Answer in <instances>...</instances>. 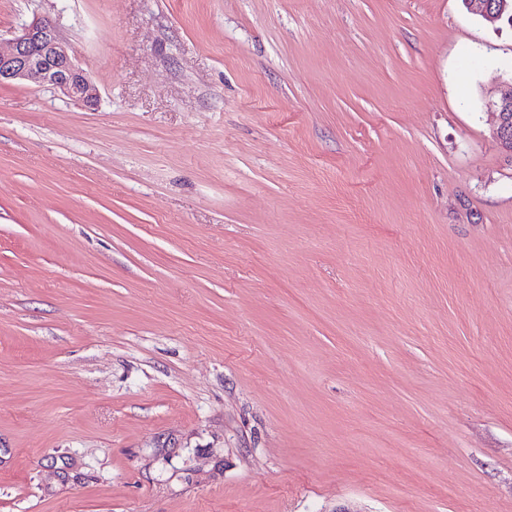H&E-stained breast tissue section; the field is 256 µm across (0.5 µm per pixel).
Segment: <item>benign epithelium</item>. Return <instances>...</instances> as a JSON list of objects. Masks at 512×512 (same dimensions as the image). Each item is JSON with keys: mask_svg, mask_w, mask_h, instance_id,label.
<instances>
[{"mask_svg": "<svg viewBox=\"0 0 512 512\" xmlns=\"http://www.w3.org/2000/svg\"><path fill=\"white\" fill-rule=\"evenodd\" d=\"M465 4L471 14L492 26L503 20L506 0L497 5L491 0H465ZM11 81L50 88L88 105L95 104L99 97L97 87L76 64L55 23L45 17L33 20L6 46H0V84ZM489 108L495 115L494 138L512 158V79L489 102Z\"/></svg>", "mask_w": 512, "mask_h": 512, "instance_id": "benign-epithelium-1", "label": "benign epithelium"}]
</instances>
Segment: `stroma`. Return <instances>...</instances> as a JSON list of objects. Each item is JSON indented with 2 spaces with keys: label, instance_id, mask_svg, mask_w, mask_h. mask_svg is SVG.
Returning a JSON list of instances; mask_svg holds the SVG:
<instances>
[{
  "label": "stroma",
  "instance_id": "stroma-1",
  "mask_svg": "<svg viewBox=\"0 0 512 512\" xmlns=\"http://www.w3.org/2000/svg\"><path fill=\"white\" fill-rule=\"evenodd\" d=\"M0 512H512V27L460 0H0ZM27 81L94 105L97 87L75 62L55 23L45 17L25 25L5 47L0 41V84ZM488 105L495 115L494 138L502 151L512 159V74L499 96Z\"/></svg>",
  "mask_w": 512,
  "mask_h": 512
}]
</instances>
